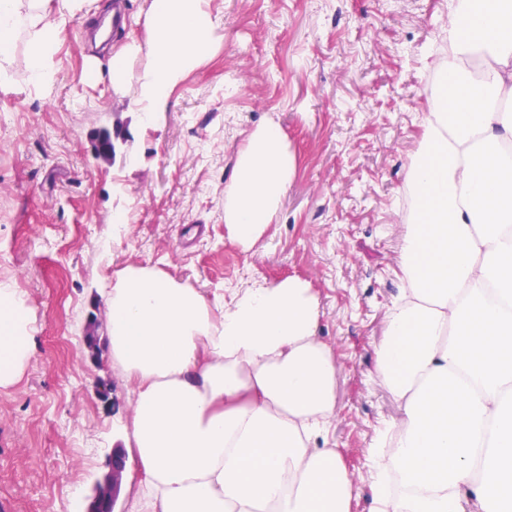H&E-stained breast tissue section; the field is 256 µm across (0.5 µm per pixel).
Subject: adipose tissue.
Wrapping results in <instances>:
<instances>
[{
    "instance_id": "adipose-tissue-1",
    "label": "adipose tissue",
    "mask_w": 512,
    "mask_h": 512,
    "mask_svg": "<svg viewBox=\"0 0 512 512\" xmlns=\"http://www.w3.org/2000/svg\"><path fill=\"white\" fill-rule=\"evenodd\" d=\"M85 0H0V86L27 43V78L51 83L63 22ZM205 0H151L145 40L112 55V84L147 53L138 110L156 125L213 45ZM457 61L406 183L420 203L401 235L405 287L375 347V375L399 410L378 436V512H512V0H459L446 26ZM484 62L471 77L458 60ZM294 158L259 129L224 189L231 238L254 245L277 212ZM112 367L132 385L126 426L136 512H350L353 483L329 429L337 367L321 311L297 278L209 299L151 267L108 297ZM33 315L0 289V389L21 378Z\"/></svg>"
}]
</instances>
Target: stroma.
Returning a JSON list of instances; mask_svg holds the SVG:
<instances>
[{
    "label": "stroma",
    "instance_id": "1",
    "mask_svg": "<svg viewBox=\"0 0 512 512\" xmlns=\"http://www.w3.org/2000/svg\"><path fill=\"white\" fill-rule=\"evenodd\" d=\"M453 0H207L215 50L172 95L157 125L139 120L128 64L112 86L111 52L94 47L105 0L66 23L48 87L26 78L18 41L0 87V284L22 294L34 347L20 381L0 390V512H85L86 496L124 447L126 379L107 337L118 273L149 266L207 296L306 281L318 334L338 367L330 433L373 512L370 456L397 416L374 378V347L403 286L399 260L408 166L432 108L431 77ZM274 123L296 169L259 245L232 240L224 188L250 136ZM120 126L113 161L93 134ZM119 213L127 224H113Z\"/></svg>",
    "mask_w": 512,
    "mask_h": 512
}]
</instances>
